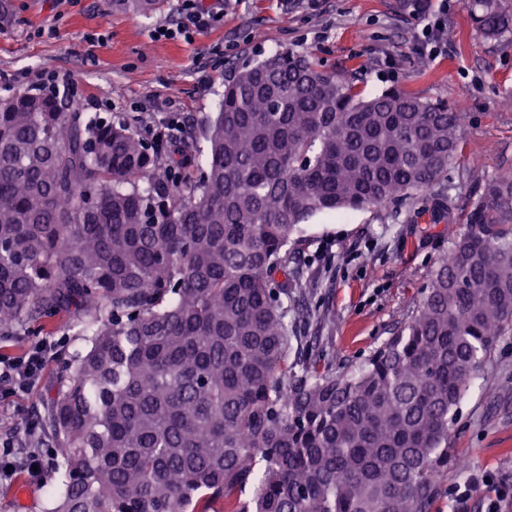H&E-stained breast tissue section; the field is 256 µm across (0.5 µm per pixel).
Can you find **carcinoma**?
<instances>
[{
  "label": "carcinoma",
  "mask_w": 512,
  "mask_h": 512,
  "mask_svg": "<svg viewBox=\"0 0 512 512\" xmlns=\"http://www.w3.org/2000/svg\"><path fill=\"white\" fill-rule=\"evenodd\" d=\"M470 17L512 32L499 0ZM463 119L288 50L224 82L204 166L189 116L153 139L57 91L1 98L0 336L90 343L38 404L33 446L66 468L53 512H432L454 409L512 329V172L457 206ZM427 194L466 232L403 328L336 366L297 332L312 285L292 236Z\"/></svg>",
  "instance_id": "obj_1"
}]
</instances>
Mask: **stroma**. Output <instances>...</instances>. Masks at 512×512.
<instances>
[{
    "label": "stroma",
    "instance_id": "1",
    "mask_svg": "<svg viewBox=\"0 0 512 512\" xmlns=\"http://www.w3.org/2000/svg\"><path fill=\"white\" fill-rule=\"evenodd\" d=\"M470 0H448L447 53L423 61L416 21L404 0H224V16L203 32L158 37L174 26L182 0H163L148 16L113 11L111 0H10L0 28V93L26 90L47 75L85 112H133L142 129L183 112L194 117L196 146L206 133L231 70L282 50L315 53L342 73L358 69L366 95L395 86L464 112L461 159L448 171L465 205L475 188L512 170V34L477 36ZM461 224L435 223L427 198L399 207L322 213L302 224L295 256L317 288L303 332L337 360L358 365L406 321ZM58 372L49 363L30 390L0 396V438L24 443L35 403ZM488 472L512 486V332L471 380L448 435V462L434 512H486L478 490L466 502L451 491L469 474ZM64 467L33 477L23 467L0 480V512H51Z\"/></svg>",
    "mask_w": 512,
    "mask_h": 512
}]
</instances>
